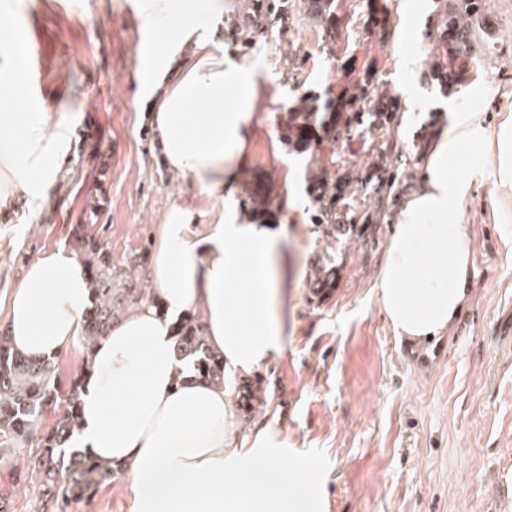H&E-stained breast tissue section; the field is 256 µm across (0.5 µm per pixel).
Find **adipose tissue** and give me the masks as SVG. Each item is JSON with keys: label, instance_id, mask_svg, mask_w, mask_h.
<instances>
[{"label": "adipose tissue", "instance_id": "adipose-tissue-1", "mask_svg": "<svg viewBox=\"0 0 512 512\" xmlns=\"http://www.w3.org/2000/svg\"><path fill=\"white\" fill-rule=\"evenodd\" d=\"M211 25L176 18L175 0H145L162 40L158 77L145 83L150 118L168 169L203 192L233 194L249 164L254 119L265 98L255 64L225 55L212 27L224 0H201ZM17 63L0 51V211L31 223L46 204L74 130L56 101L34 116L14 112ZM427 177L407 199L376 282L397 336L422 343L445 333L463 309L471 250L456 221L477 182L512 195V118L488 128L457 112L423 160ZM177 205L160 220L152 279L158 303L127 310L88 349L75 436L101 463L121 467L131 512H309L306 466L288 467L278 420L234 426L233 394L194 374L175 352L174 327L199 312L209 347L231 376L252 375L287 348L286 225L220 210L206 234ZM91 296L81 258L45 251L11 289L8 334L18 352L59 358L82 334Z\"/></svg>", "mask_w": 512, "mask_h": 512}]
</instances>
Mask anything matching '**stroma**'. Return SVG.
<instances>
[{"label":"stroma","instance_id":"1","mask_svg":"<svg viewBox=\"0 0 512 512\" xmlns=\"http://www.w3.org/2000/svg\"><path fill=\"white\" fill-rule=\"evenodd\" d=\"M224 2L217 41L272 78L254 121L249 170L229 200L169 171L153 142L135 79L156 42L143 0H0V22L36 28L45 47L42 89L17 99L16 111L57 100L81 138L33 223L0 212V295L45 250L74 251L79 227L107 245L114 264L138 269L133 285L147 289L157 221L172 206L199 211L198 234L227 204L273 217L288 227L298 269L288 277V344L247 380L261 401L237 427L280 406L288 459L313 472L312 512H512V223L498 219L502 195L479 183L465 205L473 264L466 308L445 335L409 345L388 325L375 290L398 207L362 237L343 236L331 287H315L313 270L325 258L306 194L315 152L282 137L300 96H336L372 68L373 85L401 105L395 149L382 158L371 137L337 141L335 173L396 162L408 172L400 197L414 194L423 154L448 113L479 112L491 126L512 114V0H482L487 37L463 80L448 85L430 76L437 0H335L341 23L332 36L295 9L247 44L232 23L237 0ZM404 54L420 56L419 68L401 71ZM254 193L265 200L261 208ZM40 491L21 462H0L11 512H37ZM129 510L121 474L92 498L56 506Z\"/></svg>","mask_w":512,"mask_h":512}]
</instances>
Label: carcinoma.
Masks as SVG:
<instances>
[{
  "label": "carcinoma",
  "instance_id": "obj_1",
  "mask_svg": "<svg viewBox=\"0 0 512 512\" xmlns=\"http://www.w3.org/2000/svg\"><path fill=\"white\" fill-rule=\"evenodd\" d=\"M309 15L317 20L324 32L336 29L338 21L333 0H301ZM290 4L284 0H240L237 15V32L250 40L264 31V19L274 18ZM445 15L436 34L439 54L436 55L432 72L442 83L460 80L462 65L458 60L472 55L482 27L477 22L479 0H449L444 5ZM349 108L336 131L307 140L306 146L321 147L323 141L336 143V138H349L360 130L380 138V148L392 152L388 143V132L398 123L400 107L397 101L384 93H373L369 86L360 82L353 84L348 93ZM334 101L322 103L303 99L298 112L288 124L303 122L313 128L325 125ZM335 164L333 158L309 171L307 195L317 213L315 232L324 243L325 252L336 249L339 236L362 233L361 225L376 221V210H358L342 203L336 197V183L332 182L328 165ZM396 174H386L381 166H373L368 177L347 173L342 177L343 190L348 196L372 189L378 196L377 210L396 199L393 188ZM78 244L84 253L85 267L92 301L85 313L82 330L83 347L87 348L104 335L110 323L128 308L149 301L143 288H117L115 284L127 277L112 263L108 248L91 235L80 234ZM176 352L181 358L193 361L195 373L214 384L224 383V362L207 346L201 322L192 318L184 320L176 332ZM58 362L55 360L34 361L12 347L8 334L0 333V461L15 457L25 459L26 471L41 480L46 496L43 507L50 500L84 499L93 497L98 489L112 480L114 469L100 464L88 452L69 446L78 424V399L82 375L70 379L63 386L57 379ZM54 421L44 426L47 415Z\"/></svg>",
  "mask_w": 512,
  "mask_h": 512
}]
</instances>
